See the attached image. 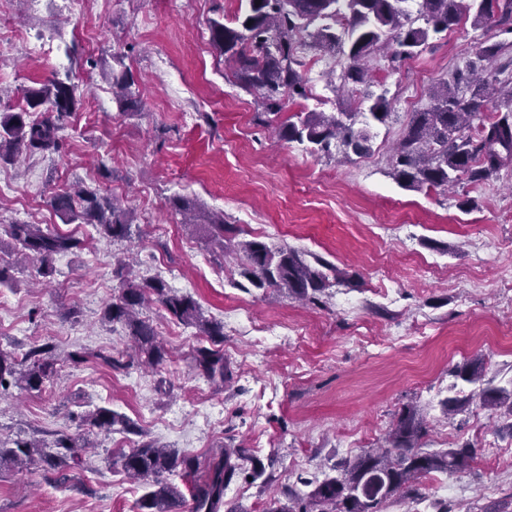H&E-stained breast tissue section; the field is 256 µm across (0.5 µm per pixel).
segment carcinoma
I'll return each instance as SVG.
<instances>
[{
    "instance_id": "1",
    "label": "carcinoma",
    "mask_w": 512,
    "mask_h": 512,
    "mask_svg": "<svg viewBox=\"0 0 512 512\" xmlns=\"http://www.w3.org/2000/svg\"><path fill=\"white\" fill-rule=\"evenodd\" d=\"M244 13L235 16V25L218 20L209 24V41L224 60L237 65L239 86L258 100L262 111L255 113L260 124L274 126L285 142L306 146L312 154L327 157H363L372 149L375 124L391 116L385 94H367L362 112H295L279 120L286 101L307 97V80L298 58V37L306 34L311 46L343 59L341 85L362 84L369 78L367 62L378 51L392 49L396 58H410L421 51L429 39L452 29L462 14L472 15L476 28L501 27L512 31V0H246ZM500 47L484 46L477 60L455 77L454 85L441 81L429 92V107L411 113L402 137L393 149L390 176L405 189L446 190L462 179L480 184L503 168L512 166V110L488 118L480 109L498 107L492 83L497 75L484 78L482 62L498 57ZM102 77L112 84V93L122 112L135 107L129 71L102 69ZM79 86L69 74L56 76L26 93L28 108L0 117V162H14L22 153L56 151L59 132L77 110ZM51 205L68 223L94 224L113 239L129 237L132 219L115 200L96 192L78 189L52 199ZM210 240L224 243L225 235L237 228L224 222V215H213L198 225ZM81 246V241L42 228L39 224L8 225L0 236V252L36 255L41 274L49 277L55 256ZM242 275L256 288H275L302 302H317L329 289L348 283L346 274L335 265L305 250L288 246L271 248L254 239L239 244ZM131 266L124 264L117 273L121 291L105 312L104 318L128 331L135 353L153 366L168 358L155 329L140 317V310L158 303L167 317L193 326L215 343L224 341V326L203 316L190 296L168 288L159 279L137 282L128 276ZM196 368L224 382L229 369L224 353L201 346L194 356ZM53 374L52 348L48 345L29 350L18 359L0 351V387L13 382L33 390L40 389ZM454 376L474 386L469 394L446 399L445 411H464L477 399L484 407L501 411L512 432V388L483 383V360L474 358L456 368ZM89 425L126 432L134 427L111 409L100 407L87 416ZM426 422L416 406L405 405L388 431L384 444L364 451L351 460L334 466L336 474L312 484L304 481V491L288 490L285 500L273 499L266 512H384L385 504L400 495L411 500L420 496L419 480L432 472L457 473L475 458V446L465 443L440 451L422 448ZM53 447L56 454L45 455L42 445L16 440L4 448L0 443V463L21 469L45 463L47 469L75 460L82 444L70 435H60ZM250 461L243 448H223L211 462L206 477L195 480L190 492L192 512H241L225 506L224 490L246 472ZM115 463L124 474L147 485L139 499L138 512H181L185 497L166 475L177 470L195 476L198 461L175 448L152 440L141 441L118 454Z\"/></svg>"
}]
</instances>
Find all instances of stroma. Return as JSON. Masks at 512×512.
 I'll use <instances>...</instances> for the list:
<instances>
[{
	"mask_svg": "<svg viewBox=\"0 0 512 512\" xmlns=\"http://www.w3.org/2000/svg\"><path fill=\"white\" fill-rule=\"evenodd\" d=\"M239 0H0L15 32L0 50V113L25 108L27 89L73 73L82 105L66 123L59 151L0 163V232L26 222L78 238L58 255L49 285L41 264L0 254L10 278L0 285V351L22 356L53 348L55 373L42 389L0 392V440L52 444L65 433L90 441L64 472L0 466V512H137L143 484L114 460L132 434L86 423L100 407L131 419L147 439L208 465L220 448L242 446L265 462V480L238 478L225 501L265 512L271 499L323 480L336 463L381 444L406 404L428 423L429 451L468 441V470L420 481L422 502L392 498L386 512H414L447 501L452 512H512V446L503 418L473 404L449 415L444 402L457 365L479 356L494 385L512 382V170L454 192L407 190L390 176L392 148L410 113L429 107L428 91L452 79L497 29L462 19L420 54L384 51L369 62L384 86L391 117L364 157L327 159L280 141L258 124L255 97L219 60L208 25H233ZM120 54L134 77L137 105L125 115L99 64ZM308 96L286 114L356 108L367 91L344 93L331 77L337 57L302 46ZM82 185L119 197L132 216L130 240L89 224L64 223L52 198ZM192 202L200 223L223 214L243 239L312 252L348 274L323 304H305L272 288L240 286L218 245L189 235L172 207ZM132 256L138 279L158 277L191 295L224 326L219 348L231 372L211 381L195 366L206 340L169 321L160 305L143 312L171 362H133L115 371L101 354L130 338L103 313L120 291L117 263ZM87 355L73 363L74 351Z\"/></svg>",
	"mask_w": 512,
	"mask_h": 512,
	"instance_id": "1",
	"label": "stroma"
}]
</instances>
